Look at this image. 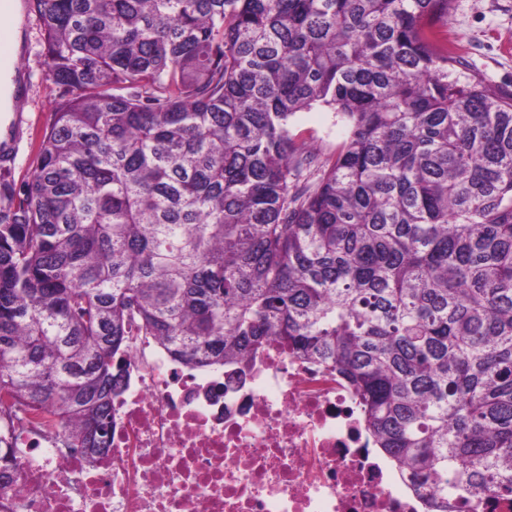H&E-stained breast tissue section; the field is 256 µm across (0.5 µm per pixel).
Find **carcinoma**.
<instances>
[{"label": "carcinoma", "mask_w": 512, "mask_h": 512, "mask_svg": "<svg viewBox=\"0 0 512 512\" xmlns=\"http://www.w3.org/2000/svg\"><path fill=\"white\" fill-rule=\"evenodd\" d=\"M452 3L24 0L61 92L0 174V430L110 443L135 320L190 368L275 337L428 512L512 497V94L455 74ZM315 104L348 126L324 162L288 129Z\"/></svg>", "instance_id": "obj_1"}]
</instances>
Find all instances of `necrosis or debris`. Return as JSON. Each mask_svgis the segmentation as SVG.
<instances>
[{"label":"necrosis or debris","instance_id":"1","mask_svg":"<svg viewBox=\"0 0 512 512\" xmlns=\"http://www.w3.org/2000/svg\"><path fill=\"white\" fill-rule=\"evenodd\" d=\"M107 455L87 464L28 412L0 512H426L366 431L353 392L273 342L247 366L189 368L127 339Z\"/></svg>","mask_w":512,"mask_h":512}]
</instances>
